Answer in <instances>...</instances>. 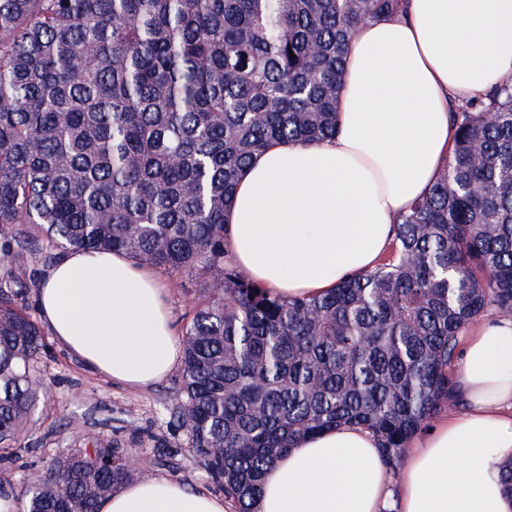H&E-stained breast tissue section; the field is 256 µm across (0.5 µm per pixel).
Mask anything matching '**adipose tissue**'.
Wrapping results in <instances>:
<instances>
[{"mask_svg": "<svg viewBox=\"0 0 512 512\" xmlns=\"http://www.w3.org/2000/svg\"><path fill=\"white\" fill-rule=\"evenodd\" d=\"M360 24L336 103L338 132L278 143L241 172L226 254L281 297L323 294L372 270L400 214L440 176L449 107L512 76V0H405ZM37 307L91 372L129 387L179 365L183 339L149 265L72 249L45 270ZM459 412L408 448L399 478L370 431L342 425L296 441L264 477L257 512H512V318L467 337L454 378ZM100 512H227L222 496L156 477L123 485Z\"/></svg>", "mask_w": 512, "mask_h": 512, "instance_id": "ef3b65f1", "label": "adipose tissue"}]
</instances>
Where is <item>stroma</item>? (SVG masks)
Returning a JSON list of instances; mask_svg holds the SVG:
<instances>
[{"label":"stroma","mask_w":512,"mask_h":512,"mask_svg":"<svg viewBox=\"0 0 512 512\" xmlns=\"http://www.w3.org/2000/svg\"><path fill=\"white\" fill-rule=\"evenodd\" d=\"M163 279L173 318L178 327H185L207 277L194 271L167 273ZM38 370L47 386L46 398L31 417L22 449L11 459L0 460V484L18 488L23 477L43 473L52 458L88 447L90 438L98 436L135 449L138 478L175 477L193 488L212 489V481L194 462L184 431L170 422L180 371L154 386L132 389L90 372L53 341ZM162 442L178 446L179 452L160 463L155 449Z\"/></svg>","instance_id":"obj_1"}]
</instances>
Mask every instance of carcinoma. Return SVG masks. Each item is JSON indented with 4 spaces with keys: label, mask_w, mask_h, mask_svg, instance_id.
<instances>
[{
    "label": "carcinoma",
    "mask_w": 512,
    "mask_h": 512,
    "mask_svg": "<svg viewBox=\"0 0 512 512\" xmlns=\"http://www.w3.org/2000/svg\"><path fill=\"white\" fill-rule=\"evenodd\" d=\"M402 4L0 0L1 459L47 349L17 268L80 248L207 275L173 421L238 512H256L299 438L341 424L398 471L454 399L464 330L490 308L512 316V78L453 113L448 161L376 268L322 296L285 299L227 263L224 215L254 155L336 136L357 27ZM132 452L97 437L55 457L22 481L23 512H98Z\"/></svg>",
    "instance_id": "1"
}]
</instances>
